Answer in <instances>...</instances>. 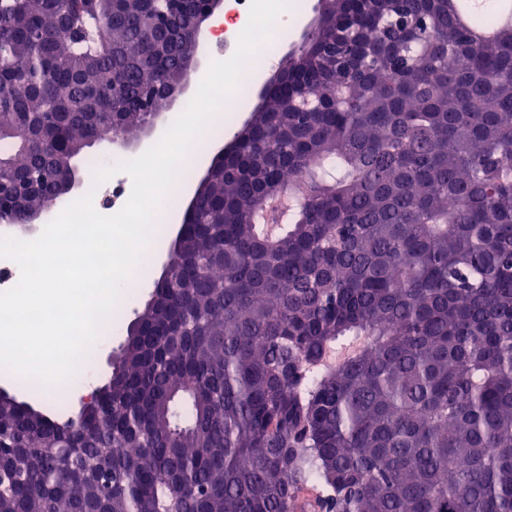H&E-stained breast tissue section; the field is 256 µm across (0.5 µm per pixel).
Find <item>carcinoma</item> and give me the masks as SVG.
Segmentation results:
<instances>
[{"mask_svg":"<svg viewBox=\"0 0 512 512\" xmlns=\"http://www.w3.org/2000/svg\"><path fill=\"white\" fill-rule=\"evenodd\" d=\"M324 0L98 400L0 395V512H512V21ZM209 0H0L6 180L176 96Z\"/></svg>","mask_w":512,"mask_h":512,"instance_id":"carcinoma-1","label":"carcinoma"}]
</instances>
